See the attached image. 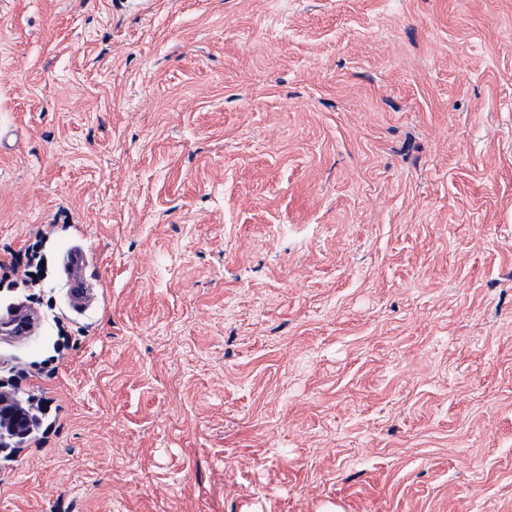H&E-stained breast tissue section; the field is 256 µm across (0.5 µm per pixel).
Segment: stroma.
<instances>
[{"mask_svg":"<svg viewBox=\"0 0 512 512\" xmlns=\"http://www.w3.org/2000/svg\"><path fill=\"white\" fill-rule=\"evenodd\" d=\"M44 224L0 512H512V0H0V253ZM87 259V252L81 246L69 249L65 257L64 272L69 282V306L72 311H77L89 295L90 289L83 277ZM34 375L29 373L0 375V457L10 460L14 458L23 448L35 445L36 448H45L49 440V427L42 429L41 419L36 409L43 410L44 400L37 394H30L22 388V382L28 381ZM12 414L18 413L24 421L23 425H15Z\"/></svg>","mask_w":512,"mask_h":512,"instance_id":"obj_1","label":"stroma"}]
</instances>
